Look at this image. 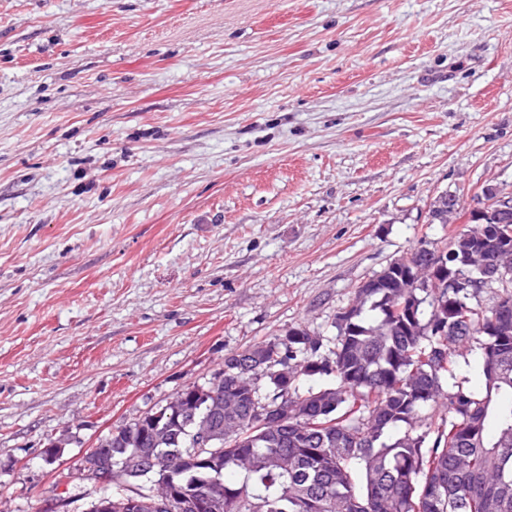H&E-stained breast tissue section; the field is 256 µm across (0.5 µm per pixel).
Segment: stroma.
Segmentation results:
<instances>
[{"instance_id": "35a3bbf8", "label": "stroma", "mask_w": 512, "mask_h": 512, "mask_svg": "<svg viewBox=\"0 0 512 512\" xmlns=\"http://www.w3.org/2000/svg\"><path fill=\"white\" fill-rule=\"evenodd\" d=\"M512 191V0H0V512ZM61 443L54 465L44 458Z\"/></svg>"}]
</instances>
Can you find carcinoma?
Instances as JSON below:
<instances>
[{"instance_id":"1","label":"carcinoma","mask_w":512,"mask_h":512,"mask_svg":"<svg viewBox=\"0 0 512 512\" xmlns=\"http://www.w3.org/2000/svg\"><path fill=\"white\" fill-rule=\"evenodd\" d=\"M490 217L450 237L447 273L433 275L438 247L409 253L414 278L389 284L400 260L358 287L349 317L336 316L334 348L303 327L224 355L204 384L188 385L156 411L99 436L97 454L115 484L86 512H156L154 492L178 497L171 512H512V274L489 284L485 306L458 288L459 269L482 262L512 239V216ZM460 200L438 196L432 224L466 219ZM485 224H497L489 234ZM481 351L483 391L456 381V352ZM260 348L264 362L242 369ZM288 394L279 420L259 425L265 406ZM220 418L222 438L201 448L195 425ZM146 451L155 466L141 482L117 471Z\"/></svg>"}]
</instances>
